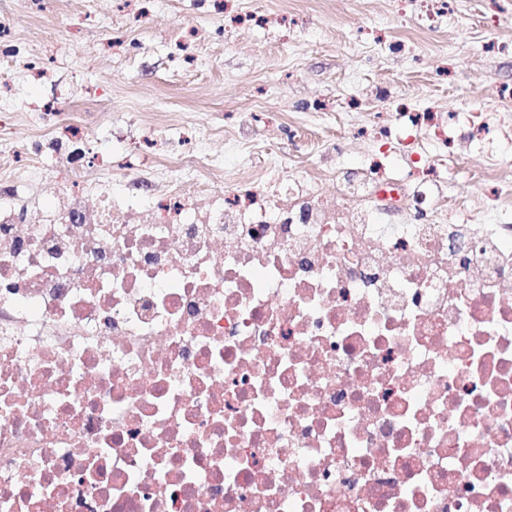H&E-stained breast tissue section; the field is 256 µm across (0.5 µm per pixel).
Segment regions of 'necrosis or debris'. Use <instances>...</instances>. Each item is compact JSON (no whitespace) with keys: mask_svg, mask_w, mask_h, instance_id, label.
<instances>
[{"mask_svg":"<svg viewBox=\"0 0 512 512\" xmlns=\"http://www.w3.org/2000/svg\"><path fill=\"white\" fill-rule=\"evenodd\" d=\"M409 176L322 192L272 156L162 199L0 193V512H512V215L448 205V148L512 113L394 112Z\"/></svg>","mask_w":512,"mask_h":512,"instance_id":"obj_1","label":"necrosis or debris"}]
</instances>
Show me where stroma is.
Masks as SVG:
<instances>
[{
  "label": "stroma",
  "mask_w": 512,
  "mask_h": 512,
  "mask_svg": "<svg viewBox=\"0 0 512 512\" xmlns=\"http://www.w3.org/2000/svg\"><path fill=\"white\" fill-rule=\"evenodd\" d=\"M448 14L429 18L423 0H239L264 11L268 24L228 32L210 0H156L146 19L114 0H0L13 18V41L30 61L46 65V82L13 72L6 80L20 102L59 100L88 122L83 147L99 163L124 161L169 171L192 151L185 128L208 136L213 150L238 138V118L252 116L288 168L363 163L380 143L335 154L331 139L297 149L288 142L310 103H340L337 128L369 123L399 101L440 112L495 102L512 87V0H449ZM205 34L189 68L176 46L182 27ZM470 156L448 167V203L464 208L484 192Z\"/></svg>",
  "instance_id": "obj_1"
}]
</instances>
